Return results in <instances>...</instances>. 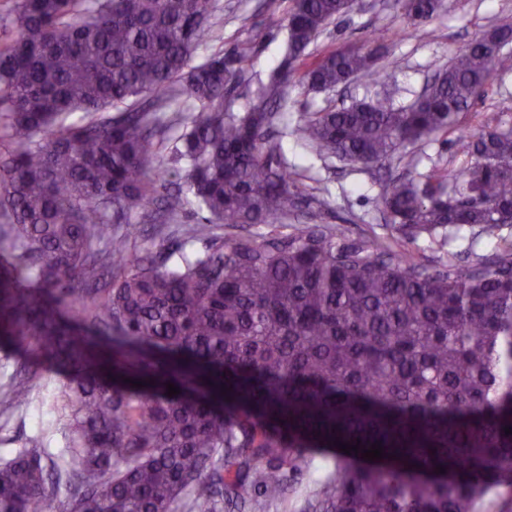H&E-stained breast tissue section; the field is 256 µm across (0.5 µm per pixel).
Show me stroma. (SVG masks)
<instances>
[{
  "label": "stroma",
  "mask_w": 512,
  "mask_h": 512,
  "mask_svg": "<svg viewBox=\"0 0 512 512\" xmlns=\"http://www.w3.org/2000/svg\"><path fill=\"white\" fill-rule=\"evenodd\" d=\"M215 5L213 36L198 46L195 62H203L218 52L230 54L245 42L253 43V54L244 69L252 84H259L283 60L293 0H216ZM505 18L512 19V0H446L445 8L429 23L407 35L396 0H357L352 11L322 31L310 53L316 58L374 39L383 51L378 63L380 79L361 76L346 87L322 92L308 91L298 80H291L284 88L287 107L282 123L292 127L302 113L326 112L379 95L390 97L395 106L409 105L460 49ZM495 127H512V70L493 76L466 117L469 133ZM277 142L289 163L298 165L303 188L328 200L323 223L343 225L350 237L373 230L391 237L425 261L450 260L462 265L492 257L501 240H512L510 224L502 225L491 235L464 227L448 236L439 229L404 233L386 225L380 195L387 171L407 170L417 177L435 167H462L468 157L457 141L441 136L425 139L388 170L318 156L291 134L278 137ZM202 217V211L191 203L174 223L145 225L137 255L167 253L182 241L187 225ZM16 379L28 381L33 404L0 407V462L36 437L37 402L52 400L64 382L58 366L43 360L39 345L32 338L0 348V395Z\"/></svg>",
  "instance_id": "1"
}]
</instances>
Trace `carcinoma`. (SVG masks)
Segmentation results:
<instances>
[{"mask_svg": "<svg viewBox=\"0 0 512 512\" xmlns=\"http://www.w3.org/2000/svg\"><path fill=\"white\" fill-rule=\"evenodd\" d=\"M353 4L293 0L286 65L251 91L222 55L191 64L210 35L209 0H16L15 35L0 46V339H36L67 376L40 435L0 464V512H57L61 473L62 512H271L288 475L316 471L303 449L341 444H376L383 458L334 465L311 481L303 512H475L512 486V248L430 264L375 232L288 223L298 199L314 218L327 207L269 140L288 65ZM441 6L400 0L414 28ZM510 44L512 24L497 25L424 100L305 113L292 134L318 154L389 165L462 131L481 89L512 70ZM380 58L368 40L301 80L334 89ZM178 86L200 111L172 161L209 214L185 235L208 248L133 257L131 214L170 224L186 204L180 190L159 196L166 171L152 166ZM236 96L246 110L225 111ZM460 139L465 166L388 178V223L492 232L493 210L508 221L512 129ZM274 216L289 232L217 234ZM30 394L20 381L8 402ZM62 410L69 443L47 464L46 426Z\"/></svg>", "mask_w": 512, "mask_h": 512, "instance_id": "carcinoma-1", "label": "carcinoma"}]
</instances>
